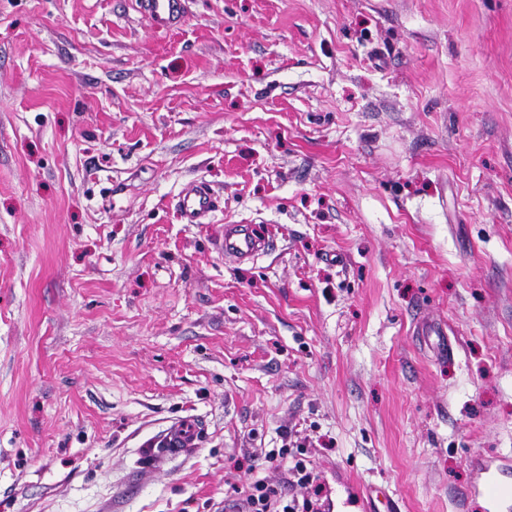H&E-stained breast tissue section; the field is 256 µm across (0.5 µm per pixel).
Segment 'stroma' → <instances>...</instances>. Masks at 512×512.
<instances>
[{"label": "stroma", "instance_id": "1", "mask_svg": "<svg viewBox=\"0 0 512 512\" xmlns=\"http://www.w3.org/2000/svg\"><path fill=\"white\" fill-rule=\"evenodd\" d=\"M0 0V512H484L512 459V0ZM206 183L218 210L183 223ZM228 224L270 243L225 257ZM446 327L435 357L421 323ZM194 419L198 446L146 445ZM143 8L151 24L165 30L183 19L185 0H144ZM176 206L186 224H209L217 211L214 193L202 182L184 187L177 197ZM288 455L293 458L290 468L294 482L304 487H310L315 498H304L302 502L292 500L284 504L278 492L265 484L263 480H256L250 487L251 493L246 498L248 512H321L323 511L318 497L322 494V487L316 483V475L309 460L298 457L290 448L272 449L265 453L269 463L288 461ZM507 465H499L495 470L491 466L481 463L476 469V481L473 485L474 492L484 499L485 512H508L512 508V496L510 493L499 491L502 486Z\"/></svg>", "mask_w": 512, "mask_h": 512}]
</instances>
